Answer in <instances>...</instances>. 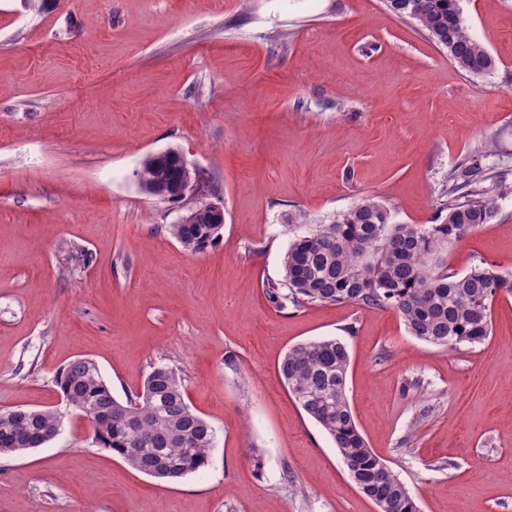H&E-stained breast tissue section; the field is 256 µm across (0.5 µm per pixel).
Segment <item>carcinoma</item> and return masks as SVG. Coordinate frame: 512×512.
Here are the masks:
<instances>
[{"label": "carcinoma", "instance_id": "cac0c4a2", "mask_svg": "<svg viewBox=\"0 0 512 512\" xmlns=\"http://www.w3.org/2000/svg\"><path fill=\"white\" fill-rule=\"evenodd\" d=\"M448 53L460 71L482 75L496 61L469 32L459 0H385ZM149 181L166 185L182 176L179 155L170 153L145 167ZM512 194L505 174L465 158L448 174L445 212L439 224H395L390 211L372 197L318 224L289 247L284 280L269 283V301L280 309L308 304H355L395 311L410 335L427 343L475 345L491 333L492 306L502 292L512 294V273L481 262L458 274L448 269V248L496 216V198ZM169 233L183 247L201 251L220 229L200 205L194 223L172 224ZM350 365L339 338L298 344L279 371L296 403L331 438L357 488L382 503L383 512H420L410 491L387 462L369 448L348 401ZM69 408L96 416V444L132 469L175 483L208 465L215 444L213 427L187 402L178 372L153 367L135 399L112 395L97 363L71 361L56 376ZM53 408L14 409L0 419V455L39 448L60 427Z\"/></svg>", "mask_w": 512, "mask_h": 512}]
</instances>
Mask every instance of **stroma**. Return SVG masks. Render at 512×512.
Returning a JSON list of instances; mask_svg holds the SVG:
<instances>
[{
  "instance_id": "35a3bbf8",
  "label": "stroma",
  "mask_w": 512,
  "mask_h": 512,
  "mask_svg": "<svg viewBox=\"0 0 512 512\" xmlns=\"http://www.w3.org/2000/svg\"><path fill=\"white\" fill-rule=\"evenodd\" d=\"M460 7L491 73L383 0H0V410L63 414L43 447L0 455V512H375L279 376L328 337L348 345L361 433L421 512H512V295L485 341L443 347L391 310L265 292L295 238L363 196L435 224L463 158L512 181V0ZM168 149L224 206L200 252L168 231L185 202L134 175ZM497 208L451 271L512 272V195ZM79 357L122 401L176 368L216 431L208 466L166 483L99 448L55 384Z\"/></svg>"
}]
</instances>
